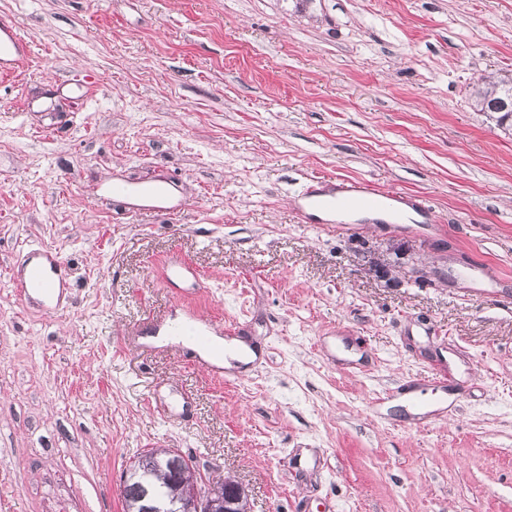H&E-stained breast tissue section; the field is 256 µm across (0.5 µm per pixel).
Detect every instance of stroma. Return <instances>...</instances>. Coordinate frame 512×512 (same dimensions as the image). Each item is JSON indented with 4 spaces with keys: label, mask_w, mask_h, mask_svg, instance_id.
<instances>
[{
    "label": "stroma",
    "mask_w": 512,
    "mask_h": 512,
    "mask_svg": "<svg viewBox=\"0 0 512 512\" xmlns=\"http://www.w3.org/2000/svg\"><path fill=\"white\" fill-rule=\"evenodd\" d=\"M0 512H124L151 448L249 512H512V0H0ZM319 178L434 224H306ZM131 196L116 197L113 183ZM167 187L175 212L139 213ZM57 251L61 312L11 279ZM182 258L203 286L169 281ZM243 329L220 378L150 315ZM25 56H29L28 41L13 25L0 26V73L2 78L13 76L11 72ZM487 78H482L481 84L484 87L478 86L475 89L473 106L493 118L498 127L505 131L512 130V82L495 78L486 82ZM502 103H507L509 108L503 109Z\"/></svg>",
    "instance_id": "stroma-1"
}]
</instances>
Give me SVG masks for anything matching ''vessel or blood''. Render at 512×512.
I'll use <instances>...</instances> for the list:
<instances>
[{
    "label": "vessel or blood",
    "mask_w": 512,
    "mask_h": 512,
    "mask_svg": "<svg viewBox=\"0 0 512 512\" xmlns=\"http://www.w3.org/2000/svg\"><path fill=\"white\" fill-rule=\"evenodd\" d=\"M29 54L27 40L13 25L0 26V76L10 77L12 70ZM296 212L305 222H312L316 213L334 218L343 224L355 216L390 215L401 219L418 215L433 222L429 207L416 195L382 189L364 180L342 178L313 182L296 200ZM12 281L22 299L39 294L54 299L64 288L63 263L59 254L47 248L26 252L12 272Z\"/></svg>",
    "instance_id": "b4317fda"
}]
</instances>
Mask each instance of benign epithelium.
<instances>
[{
  "label": "benign epithelium",
  "instance_id": "1",
  "mask_svg": "<svg viewBox=\"0 0 512 512\" xmlns=\"http://www.w3.org/2000/svg\"><path fill=\"white\" fill-rule=\"evenodd\" d=\"M182 454L170 455L168 469L176 474L172 484L177 490L169 497L159 498L145 489H138L136 497L141 512H248L245 489L233 482L223 486L201 488L194 483L184 488Z\"/></svg>",
  "mask_w": 512,
  "mask_h": 512
}]
</instances>
